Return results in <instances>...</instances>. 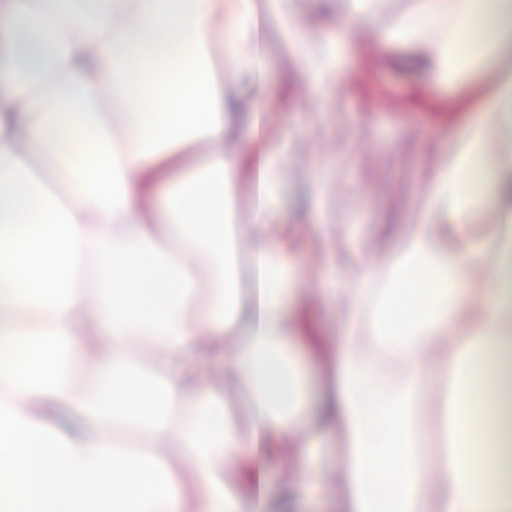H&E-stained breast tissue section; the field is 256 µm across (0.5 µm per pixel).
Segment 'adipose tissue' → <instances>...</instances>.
Returning <instances> with one entry per match:
<instances>
[{
  "instance_id": "adipose-tissue-1",
  "label": "adipose tissue",
  "mask_w": 512,
  "mask_h": 512,
  "mask_svg": "<svg viewBox=\"0 0 512 512\" xmlns=\"http://www.w3.org/2000/svg\"><path fill=\"white\" fill-rule=\"evenodd\" d=\"M274 0H0L10 45L0 56V512H269L267 460L291 458L283 507L320 503L316 459L335 447L337 512H512V229L487 247L477 208L512 207V154L470 143L436 169L421 223L371 268L332 259L339 342L315 335L296 258L275 207L285 156L266 150L260 92L226 98L203 82L215 57L255 80L262 18ZM426 19L486 11L489 66L475 133L512 134V0H422ZM348 16L282 23L302 75L340 89L355 53ZM327 27L319 52L302 42ZM390 55L412 44L430 84L455 87L472 50L452 25L381 30ZM247 113L245 145L226 151L225 118ZM255 188L251 260L224 235L236 179ZM429 289L400 298L413 277ZM485 288L472 292L473 278ZM160 348L151 377L129 340ZM233 368L248 428L200 388L193 358ZM96 362L95 392L73 368ZM321 397L310 404L308 363ZM68 404L88 428L63 432ZM127 426L140 448L123 450ZM435 441L423 448L425 437ZM195 451V495L156 447Z\"/></svg>"
}]
</instances>
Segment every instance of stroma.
<instances>
[{"mask_svg":"<svg viewBox=\"0 0 512 512\" xmlns=\"http://www.w3.org/2000/svg\"><path fill=\"white\" fill-rule=\"evenodd\" d=\"M420 0H374V23L353 31L365 47L345 59L349 89L315 96L294 77L300 60L278 32L266 25L265 77L272 103L268 147L292 144L277 205V221L293 241L301 287L316 297L329 277L322 262L325 238H333L342 260H375L387 245V229L419 220L428 202L427 177L438 153L452 152L438 113L420 103L428 79L411 68L409 43L386 60L376 57L375 29L400 27Z\"/></svg>","mask_w":512,"mask_h":512,"instance_id":"obj_1","label":"stroma"}]
</instances>
